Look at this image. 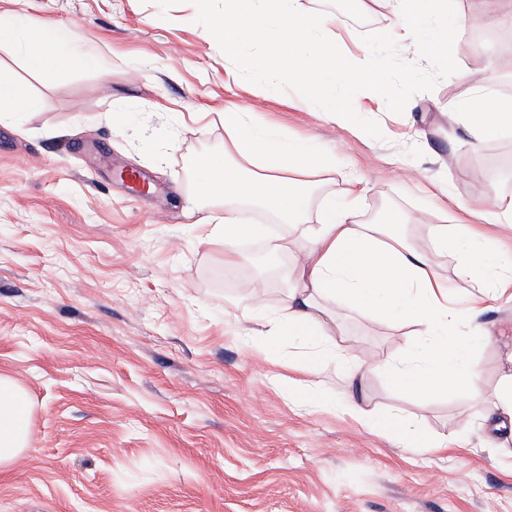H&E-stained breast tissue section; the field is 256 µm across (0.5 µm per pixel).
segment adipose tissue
I'll return each instance as SVG.
<instances>
[{
	"instance_id": "1",
	"label": "adipose tissue",
	"mask_w": 512,
	"mask_h": 512,
	"mask_svg": "<svg viewBox=\"0 0 512 512\" xmlns=\"http://www.w3.org/2000/svg\"><path fill=\"white\" fill-rule=\"evenodd\" d=\"M375 2L387 13L391 38L405 44L415 40L421 19L448 18V0ZM73 38L67 28L33 25L21 17L0 18V45L13 48L46 79L62 68L64 50ZM444 115L450 126L465 130L475 149L512 127V98L478 85L469 101L449 99ZM220 121L226 134L224 148L197 174L187 206L194 211L200 200H223L221 218L207 214L199 222L209 226L210 238L223 243L225 267L237 266L239 243L254 236H266L271 254L282 249L281 236L265 235L262 226L247 221L252 209L269 215L273 223L288 225L309 243L278 310L265 312L256 298H247L242 307L248 319L266 336L302 338L312 363L345 360L357 377L363 366L338 320L339 311L386 322L399 306L417 340L402 345L403 362L382 359L379 367L417 396L448 389L481 394L476 353L495 338L475 323L512 279L495 276L487 293L475 297L468 310L456 309L450 279L437 272L430 254L413 244L410 216L395 214L387 224L361 220L360 202L367 187L357 179L350 180L340 196L324 194L326 176L342 165L336 154L283 134L241 106H225ZM426 231L439 251L447 250L449 241L466 239L468 251L457 264L458 275L469 276L489 266L496 248L492 234L472 224H430ZM29 440L25 394L13 379L0 374V466L16 460Z\"/></svg>"
}]
</instances>
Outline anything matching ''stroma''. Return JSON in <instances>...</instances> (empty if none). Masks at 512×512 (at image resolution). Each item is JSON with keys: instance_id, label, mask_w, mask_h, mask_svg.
Returning a JSON list of instances; mask_svg holds the SVG:
<instances>
[{"instance_id": "35a3bbf8", "label": "stroma", "mask_w": 512, "mask_h": 512, "mask_svg": "<svg viewBox=\"0 0 512 512\" xmlns=\"http://www.w3.org/2000/svg\"><path fill=\"white\" fill-rule=\"evenodd\" d=\"M4 13L67 27L74 41L49 81L0 48V67L39 100L0 122V374L31 410L28 448L0 468V512H512V437L489 433L484 400L418 398L374 369L410 326L342 312L370 371L354 386L344 367L324 365L327 406L301 409L288 364L305 359L304 343L245 337L235 304L260 279L274 311L305 241L288 236L272 260L264 238L244 240L229 270L223 245L183 211L193 164L224 143L219 112L245 104L341 158L325 192L361 178L362 210L411 213L416 246L469 298L482 282L456 277L461 243L434 251L424 230L457 217L440 211L431 182L463 202L512 195V129L474 154L439 112L477 83L512 98V29L459 30V71L412 97L411 130L357 94L362 117L381 127L375 139L259 92L190 0L166 10L157 0H0ZM89 48L97 65L82 61ZM130 169L146 175L145 191L123 179ZM480 322L499 338L477 353L490 393L512 354V301ZM353 401L454 442L396 447L393 427L365 426Z\"/></svg>"}]
</instances>
